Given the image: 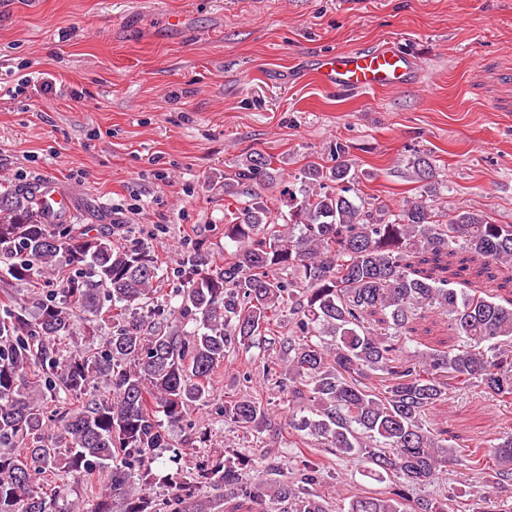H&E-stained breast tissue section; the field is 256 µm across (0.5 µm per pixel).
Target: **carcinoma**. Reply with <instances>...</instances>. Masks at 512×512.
<instances>
[{
    "label": "carcinoma",
    "instance_id": "cac0c4a2",
    "mask_svg": "<svg viewBox=\"0 0 512 512\" xmlns=\"http://www.w3.org/2000/svg\"><path fill=\"white\" fill-rule=\"evenodd\" d=\"M336 146V165L307 166L298 190L284 188V223L262 197L224 224L235 250L224 266L196 254L183 262L180 304L156 289L148 247L120 248L104 235L77 233L43 213L33 194L0 192V258L6 282L44 280L38 312L0 300V512H77L62 507L65 480L109 469V493L90 512H158L145 493L156 479L155 449L168 448L159 416L171 425L210 397L227 353L291 324L288 365L266 367L297 405L288 426L336 457L360 458L384 482L351 497L347 512H448V503L414 495L440 483L462 461L495 486H512V433L460 456L429 413L450 392L472 389L512 404V224L465 209L443 213L429 197L435 167L413 162L424 193L392 211L356 192V174ZM271 163L249 159L240 184L274 183ZM497 283L469 288L468 275ZM462 287L454 288V281ZM448 317L460 344L411 353L418 312ZM81 315L88 333L112 319L105 343L65 350ZM178 315L187 331L169 324ZM380 315L375 326L368 317ZM110 393H97L98 383ZM52 398L55 408L48 407ZM266 402L250 395L224 402V418L249 428ZM174 484L167 512H188L203 489L238 492L232 512H326L316 499L275 489L243 467L202 464Z\"/></svg>",
    "mask_w": 512,
    "mask_h": 512
}]
</instances>
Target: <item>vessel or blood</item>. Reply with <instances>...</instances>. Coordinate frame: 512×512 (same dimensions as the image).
Instances as JSON below:
<instances>
[{
    "label": "vessel or blood",
    "mask_w": 512,
    "mask_h": 512,
    "mask_svg": "<svg viewBox=\"0 0 512 512\" xmlns=\"http://www.w3.org/2000/svg\"><path fill=\"white\" fill-rule=\"evenodd\" d=\"M414 73V58L392 41L373 50H337L322 57L316 67V74L325 86L361 93L407 85ZM36 195L51 214L64 215L72 208L70 197L52 183L38 185Z\"/></svg>",
    "instance_id": "b4317fda"
}]
</instances>
